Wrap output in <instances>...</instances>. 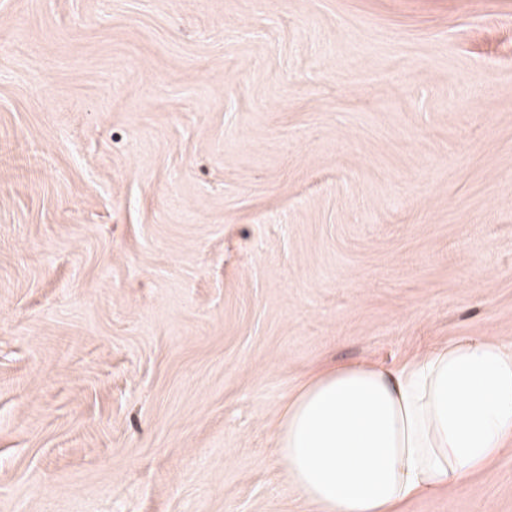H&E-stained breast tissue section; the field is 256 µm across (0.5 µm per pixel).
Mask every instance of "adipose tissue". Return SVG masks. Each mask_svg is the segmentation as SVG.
<instances>
[{
	"mask_svg": "<svg viewBox=\"0 0 512 512\" xmlns=\"http://www.w3.org/2000/svg\"><path fill=\"white\" fill-rule=\"evenodd\" d=\"M512 444V345L471 339L403 365L314 374L275 431L278 463L321 512H396L462 486Z\"/></svg>",
	"mask_w": 512,
	"mask_h": 512,
	"instance_id": "adipose-tissue-1",
	"label": "adipose tissue"
}]
</instances>
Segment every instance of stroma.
Instances as JSON below:
<instances>
[{
  "label": "stroma",
  "mask_w": 512,
  "mask_h": 512,
  "mask_svg": "<svg viewBox=\"0 0 512 512\" xmlns=\"http://www.w3.org/2000/svg\"><path fill=\"white\" fill-rule=\"evenodd\" d=\"M458 337L512 343V0H0V512H316L288 395ZM399 512H512V446Z\"/></svg>",
  "instance_id": "35a3bbf8"
}]
</instances>
